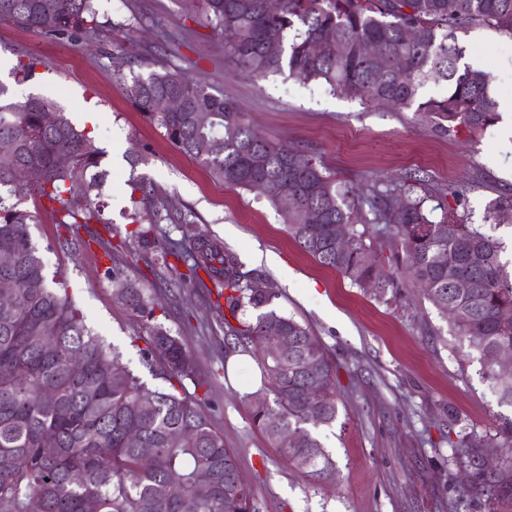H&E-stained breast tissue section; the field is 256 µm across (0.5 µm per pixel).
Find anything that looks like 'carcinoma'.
<instances>
[{"instance_id":"1","label":"carcinoma","mask_w":512,"mask_h":512,"mask_svg":"<svg viewBox=\"0 0 512 512\" xmlns=\"http://www.w3.org/2000/svg\"><path fill=\"white\" fill-rule=\"evenodd\" d=\"M209 19L224 37L239 75L264 79L284 72L319 83L336 95L357 96L368 104L412 106L443 133L465 130L478 136L499 120L489 93L490 72L461 64L465 49L459 34L486 27L512 38V0H282L280 11L266 12L264 0H206ZM94 0H0V20L54 34L92 38ZM408 29L422 39L409 42ZM339 41L340 55L309 53L314 41ZM376 43L386 57L377 66L362 51ZM430 83L446 93L421 100ZM127 92L138 111L159 124L179 151L194 157L231 188L255 191L276 182L299 205L282 212L291 237L322 266L339 273L380 299L395 296L401 279L419 286L439 311L454 310L450 323L479 354L482 377L500 399L512 405V367L494 363L501 347L512 348V272L502 261L503 246L481 227L466 224L442 204L409 189L373 186L363 199L336 184L325 168L303 151L271 138H259L233 103L179 71L133 74ZM178 96L182 112H158L156 99ZM57 111L53 126L45 111ZM205 112L208 124L198 123ZM206 138L210 152L196 141ZM64 151L69 163L55 164ZM105 152L89 132L77 128L56 104L31 96L0 103V252L13 255L0 268V280L14 285L15 303L0 311V503L10 512H256L250 487L237 475L236 457L204 411L209 379L197 375L180 336L160 321L161 306L139 282L112 270L114 291L145 334L144 361H162L167 381L188 379L201 393L183 396L176 386L150 388L122 362V353L94 333L67 295L65 284L48 282L31 226L28 207L39 202L57 224L62 247L85 245L78 229L102 224L112 232L98 198L107 176ZM129 236L156 248V261L170 280L200 284L203 271L235 317L249 306L255 321L231 327L237 344L262 343L256 356L261 387L254 393L253 425L284 458L314 481L335 477L336 467L317 430L336 421L335 371L322 341L309 327L273 308L275 292L240 270L237 256L205 234L188 244L167 239L162 222L175 220L156 189L131 181ZM367 205L371 224H388L391 243L401 253V276L382 274L363 262L373 250L367 230H358V211ZM512 209V194L489 203L484 221H500ZM441 211L435 217V211ZM346 226L348 247L336 250L334 228ZM175 262H170L169 258ZM187 269L179 271L176 263ZM468 284L465 289L454 281ZM276 326L288 349L267 334ZM138 442L131 446L127 434ZM294 435L285 445L281 433ZM182 440L174 442L171 435ZM56 440L48 454L46 434ZM461 452L471 457L474 477L495 494H512V452L493 468L477 449L481 436L465 435Z\"/></svg>"}]
</instances>
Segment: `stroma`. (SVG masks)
I'll return each mask as SVG.
<instances>
[{"label":"stroma","instance_id":"obj_1","mask_svg":"<svg viewBox=\"0 0 512 512\" xmlns=\"http://www.w3.org/2000/svg\"><path fill=\"white\" fill-rule=\"evenodd\" d=\"M98 31L76 42L0 20L1 100L53 99L79 127L89 128L107 156L112 177L102 199L118 234L131 227L129 179L150 182L186 222L167 225L169 237L203 233L234 252L243 271L259 275L277 294L275 307L304 322L337 367L338 416L320 431L336 462L335 480L316 484L286 462L252 424L250 395L260 386L250 353H239L233 375L223 373L229 328L215 292L179 290L156 280L152 254L137 240L104 252L81 229L86 244H57L50 214L38 215L33 238L46 272L63 277L87 325L123 352V361L149 387H165L131 340L139 322L116 298L108 271L141 278L167 312L166 326L192 352L199 375L211 381L206 408L224 445L238 460L258 512H512V497L465 482L454 446L474 432L498 444L512 405L502 403L481 375L476 353L419 289L378 300L318 264L289 235L265 196L224 186L197 161L173 147L163 128L131 102L127 73L175 70L209 85L243 112L252 129L302 149L353 190L373 181L392 186L406 173L424 182L416 192L457 207L467 223L502 243L512 261V217L484 223L487 203L512 189V114L478 138L467 131L436 132L414 110L369 107L321 85L285 75L253 81L236 65L206 16L204 0H97ZM464 61L488 70L499 104L512 102V37L487 28L461 35ZM34 57L39 74L18 81L12 67ZM98 114L88 123L85 107Z\"/></svg>","mask_w":512,"mask_h":512}]
</instances>
